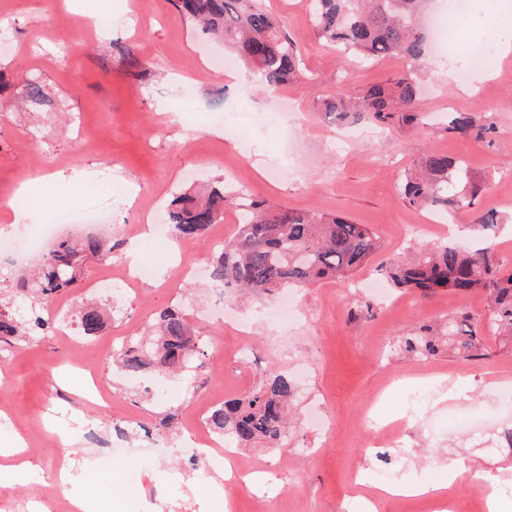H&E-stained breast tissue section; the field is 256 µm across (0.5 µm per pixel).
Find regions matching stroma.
<instances>
[{
  "label": "stroma",
  "mask_w": 512,
  "mask_h": 512,
  "mask_svg": "<svg viewBox=\"0 0 512 512\" xmlns=\"http://www.w3.org/2000/svg\"><path fill=\"white\" fill-rule=\"evenodd\" d=\"M80 4L82 19L67 12L63 0H0L11 21V45L0 49V237L15 226L13 210L1 203L14 198L21 183H35V216L25 229L37 236L54 212L80 207L96 187V173L107 168L114 187L129 191L130 203L113 208L101 229L113 250L87 261L89 280L127 264L123 227L139 221L134 201L162 209L175 194L217 178L232 194L370 225L379 248L349 283L327 280L246 302L226 294L225 310L246 321L248 331L213 317L198 322L201 343L188 368L166 380L148 370L127 374L114 366L113 355L160 309L210 308L219 301L207 290L211 242L181 254L170 227L157 242H139L136 260L152 266L153 275L113 293L93 350L70 341L76 326L69 318L86 299L84 288L49 298V313L68 319L66 330L0 346V448L19 437L28 445L22 453L28 465L13 490L0 494V512H42L57 465L87 449L94 463L74 467L65 499L108 475L112 481L102 491L121 512H224L206 487L189 493L179 480L208 469L198 459L193 432L206 424V401L245 396L278 373L298 387L297 422L281 448L243 449L246 464L269 479L260 487H239L231 512H363L367 500L378 501L382 512H438L429 498L380 500L376 489L418 480L430 465L451 462L464 473L448 491L449 512H475L489 485L511 502L512 448L497 447L487 435L448 445L464 422L512 416V406L502 401L512 390V354L487 327L485 296L443 291L424 298L398 288L379 296L359 284L383 279L385 269L411 261L421 246L442 243L438 227L423 225L425 210L404 205L398 193L406 171L429 152L465 160L469 179L483 188L477 212L491 209L504 217L495 246L512 268V58L496 60L491 78L466 94V79L448 83L441 73L447 62L435 54L415 70L393 56L347 61L319 37L300 0H263L300 48L308 75L269 93L249 80L225 82L214 61L237 70L241 62L223 42L200 37L170 0H154L146 15L140 0ZM122 5L129 9L125 25L102 29L88 20ZM450 26L457 44L497 49L505 36L489 0H467L465 19ZM410 71L423 88L417 111L352 126L323 110L326 99L358 96ZM30 76L44 92L33 111L17 106ZM186 82L196 85L190 112L180 93ZM454 112L473 113L491 132L469 138L450 133ZM79 118L97 131L94 151L76 138ZM75 171L83 174L77 190L66 180ZM187 267L199 269V276H182ZM287 298L296 307L292 323L271 314ZM460 311L471 315L483 338L479 359L446 353L420 359L397 350V342L420 326H444ZM89 365L110 386L109 405L81 388L54 385L48 376L55 367L77 378ZM450 391L457 399L446 400ZM169 415L175 418L170 426ZM320 418L331 425L332 437L316 427ZM120 428L128 453L116 457L112 441ZM132 472L139 481L135 494L126 482Z\"/></svg>",
  "instance_id": "stroma-1"
}]
</instances>
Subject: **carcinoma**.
<instances>
[{
    "label": "carcinoma",
    "instance_id": "obj_1",
    "mask_svg": "<svg viewBox=\"0 0 512 512\" xmlns=\"http://www.w3.org/2000/svg\"><path fill=\"white\" fill-rule=\"evenodd\" d=\"M319 36L342 54L380 58L397 56L418 62L425 56L427 36L418 23L425 0H305ZM179 16L203 35H215L232 46L264 87L275 91L301 76L299 50L282 26L262 7L261 0H172ZM418 89L410 75L370 86L352 99L340 95L324 102L333 118L380 120L388 112H414ZM475 124L470 113L459 112L448 124L458 136L470 134ZM464 162L442 153L425 154L408 172L400 197L411 207H426L451 214L477 204L481 187L464 176ZM229 196L224 183L208 184L203 196L176 197L169 221L178 236L201 240L211 225L224 216ZM240 230L212 258L210 277L224 287L258 295L282 288H304L326 279L348 278L362 268L378 249L377 234L365 224L339 216L298 211L282 205L258 202L238 204ZM485 245L471 248L457 244L424 246L406 265H394L386 279L395 288L413 290L423 297L450 290L457 294L483 292L487 296L486 319L496 335L512 344V270L500 263L492 241L498 225L496 213L479 215ZM106 252L104 242L90 235L80 243L62 238L54 242L42 265L21 272L13 288L26 299L19 310L7 300L0 303V342L44 333L49 322L43 316L40 296L77 286L88 257ZM80 335L94 337L104 326V312L85 304L77 315ZM196 334L187 315L175 308L161 310L148 336L120 351L118 368L137 372L156 363L165 371L181 368L195 348ZM482 337L471 315L448 317L437 333L423 325L404 337L400 349L420 358H434L449 350L465 360L482 355ZM294 382L283 374L269 378L242 399L227 401L212 410L211 431L239 448L263 443L280 447L288 424Z\"/></svg>",
    "mask_w": 512,
    "mask_h": 512
}]
</instances>
